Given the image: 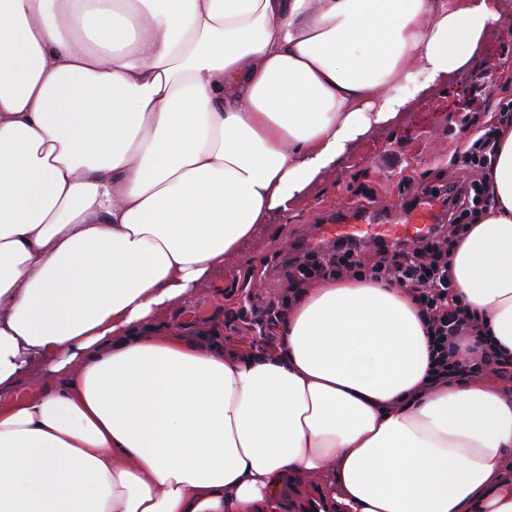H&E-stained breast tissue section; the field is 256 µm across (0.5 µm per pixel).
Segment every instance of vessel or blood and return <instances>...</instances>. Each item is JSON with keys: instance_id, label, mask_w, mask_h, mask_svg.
<instances>
[{"instance_id": "obj_1", "label": "vessel or blood", "mask_w": 512, "mask_h": 512, "mask_svg": "<svg viewBox=\"0 0 512 512\" xmlns=\"http://www.w3.org/2000/svg\"><path fill=\"white\" fill-rule=\"evenodd\" d=\"M441 216L440 204L432 194H425L421 200L409 207L401 222L384 221L381 214L359 206H349L337 215L335 224L328 233L333 238H357L367 241H413L428 231L430 225L438 223Z\"/></svg>"}]
</instances>
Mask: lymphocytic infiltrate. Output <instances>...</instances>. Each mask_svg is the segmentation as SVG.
<instances>
[{
    "instance_id": "lymphocytic-infiltrate-1",
    "label": "lymphocytic infiltrate",
    "mask_w": 512,
    "mask_h": 512,
    "mask_svg": "<svg viewBox=\"0 0 512 512\" xmlns=\"http://www.w3.org/2000/svg\"><path fill=\"white\" fill-rule=\"evenodd\" d=\"M496 141L492 130L474 134L469 149L463 156V168L472 174L466 185L449 190L445 201L449 216L447 225H434L430 235L418 242H382L377 244L379 259L369 271L375 281H401L414 295L420 311L427 321L432 346L431 378L444 381L458 375L474 377L485 370L512 379V360L500 355L492 344L481 345L476 358L467 362L455 359V348L463 338L477 330L474 317L461 306L449 305L448 257L454 238L467 228V220L473 214L490 205L486 188V171L494 162ZM359 243L339 240L327 250L304 253L297 271H305L309 262H317L319 268L331 270L333 276H341L352 267L351 259L358 252Z\"/></svg>"
}]
</instances>
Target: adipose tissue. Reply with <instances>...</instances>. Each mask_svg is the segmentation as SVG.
I'll list each match as a JSON object with an SVG mask.
<instances>
[{
    "mask_svg": "<svg viewBox=\"0 0 512 512\" xmlns=\"http://www.w3.org/2000/svg\"><path fill=\"white\" fill-rule=\"evenodd\" d=\"M510 27L503 0H0V512H512V384H428L405 287L327 278L229 358L161 319ZM495 138L449 277L512 359Z\"/></svg>",
    "mask_w": 512,
    "mask_h": 512,
    "instance_id": "adipose-tissue-1",
    "label": "adipose tissue"
}]
</instances>
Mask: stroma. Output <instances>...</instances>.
<instances>
[{
  "mask_svg": "<svg viewBox=\"0 0 512 512\" xmlns=\"http://www.w3.org/2000/svg\"><path fill=\"white\" fill-rule=\"evenodd\" d=\"M487 72L493 73V81L480 83ZM509 102L512 35L507 33L489 57L460 73L454 87L407 113L401 125L364 143L288 213L273 215L257 245L226 259L212 282L189 302L171 308L165 322L192 338L217 333L228 355L264 345V338L247 331L239 312L250 299L261 309L271 305L286 310L297 291L309 287V280L294 277L287 264L290 255L317 247L338 208L357 203L393 211L428 189L460 181L462 174L450 160L462 155L461 142L473 133L469 119L495 123Z\"/></svg>",
  "mask_w": 512,
  "mask_h": 512,
  "instance_id": "35a3bbf8",
  "label": "stroma"
}]
</instances>
